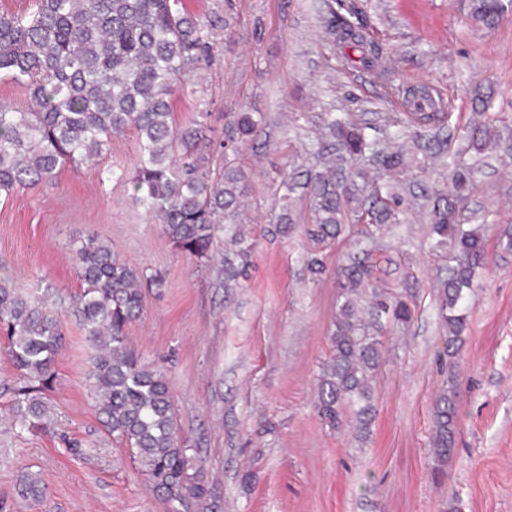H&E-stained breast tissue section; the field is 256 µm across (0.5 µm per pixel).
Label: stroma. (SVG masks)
<instances>
[{
  "label": "stroma",
  "instance_id": "stroma-1",
  "mask_svg": "<svg viewBox=\"0 0 512 512\" xmlns=\"http://www.w3.org/2000/svg\"><path fill=\"white\" fill-rule=\"evenodd\" d=\"M336 0H184L199 18L230 13L217 31L221 65L198 71L172 96L173 121L208 113L222 134L230 112H259V136L235 156L252 191L244 243L251 249L233 287L213 259L187 258L151 223L125 180L102 181L108 169L133 171L134 132L114 138L101 159L65 165L55 180L0 195V274L25 292L45 278L67 292L81 282L72 243L95 236L113 253L164 284L145 291L143 311L128 325L131 347L161 366L175 417L202 466L211 495L207 512H512V14L485 28L458 0H349L369 39L393 59L390 82L360 63L345 64L324 21ZM433 87L447 104L430 141L409 166L370 177L402 188L406 223L368 238L363 224L336 238H310L309 201L294 194L293 224H278L283 175L319 170L315 154L328 112H344L371 137L386 118L407 119L389 84ZM496 127L499 147L486 151L461 222L477 220L485 264L476 269L462 343L444 354L438 317L448 252L429 234L427 213L450 186L448 165L473 161L475 127ZM318 254L322 277L307 268ZM366 260V292L407 301L411 321L379 318L380 363L373 375L375 415L367 440L352 428L330 429L314 408L316 379L331 354L341 303L336 271L352 256ZM61 354L47 398L50 429L16 434L0 397V512H169L125 448L98 420L86 387L93 351L73 316L61 318ZM456 403L455 447L433 453L434 415L442 392ZM92 446L86 457L62 436ZM39 474L40 500L20 498L23 473Z\"/></svg>",
  "mask_w": 512,
  "mask_h": 512
}]
</instances>
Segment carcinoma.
<instances>
[{"label":"carcinoma","instance_id":"obj_1","mask_svg":"<svg viewBox=\"0 0 512 512\" xmlns=\"http://www.w3.org/2000/svg\"><path fill=\"white\" fill-rule=\"evenodd\" d=\"M468 18L494 27L512 13V0H463ZM226 26L222 15L204 21L186 13L183 0H36L24 14L0 12V81L23 87L31 106L22 108L0 99V193L34 189L52 182L60 166L91 161L107 153L112 138L133 129L139 149L130 178L135 200L162 234L179 251L197 259L211 257L214 240L224 225H236L234 242L242 244L243 202L251 185L247 173L229 155L254 135L262 118L234 112L224 124V138L206 135L208 113L190 123L173 122L170 96L187 88L200 69L219 62L214 30ZM325 31L341 47L361 52L369 65L382 58L380 45L364 44L357 23L331 11ZM410 104L422 99L430 111L420 112L429 125L441 122L443 102L432 87L419 90L390 85ZM384 144L373 141L365 128L330 112L324 120L321 150L339 146L336 167L307 176L313 227L317 241L333 238L344 224L363 214L379 227L400 223L401 198L394 186L378 184L361 168L339 178L342 163L366 155L386 170L406 163L405 140L419 146L422 134H408L396 121ZM472 183V170L461 166L451 175L452 191L434 201L429 213L438 243L459 252L449 269L441 300V318L448 326L446 353L453 357L466 326L472 270L484 255L480 229L457 224L459 202ZM279 222L293 223L294 185L283 183ZM72 259L82 282L66 294L39 281L20 292L0 277V332L7 340L17 384L0 385L10 397L11 423L21 432L46 430L54 412L45 392L53 386L60 336L59 314L73 315L93 349L87 387L105 432L130 452L153 493L170 512H202L209 491L191 445L175 419L164 374L143 362L130 347L127 326L138 317L144 289L160 286L112 253L96 237L72 245ZM369 275L357 262L338 273L343 302L329 341L333 351L318 378L316 409L330 427L345 425L351 409L358 436L369 433L373 416L372 373L379 363L380 342L357 317L359 288ZM376 307L398 322L411 316L399 300L377 298ZM456 408L444 392L439 397L433 436L438 459L450 456L454 444ZM18 494L37 500L42 480L28 474Z\"/></svg>","mask_w":512,"mask_h":512}]
</instances>
